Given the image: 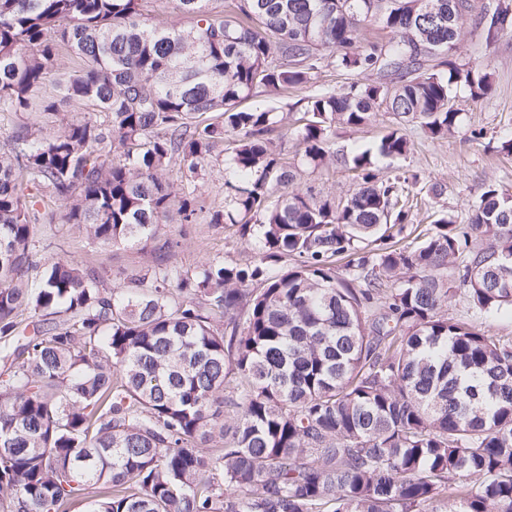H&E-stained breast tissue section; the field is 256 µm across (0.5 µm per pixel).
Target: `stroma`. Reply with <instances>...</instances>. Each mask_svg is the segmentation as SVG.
Masks as SVG:
<instances>
[{
    "label": "stroma",
    "instance_id": "1",
    "mask_svg": "<svg viewBox=\"0 0 512 512\" xmlns=\"http://www.w3.org/2000/svg\"><path fill=\"white\" fill-rule=\"evenodd\" d=\"M458 60L491 72V92L478 103L463 92H453L451 103L462 117L461 127L453 136L430 140L419 127H408L406 133L414 143V150L402 160L401 165L418 173L423 187L437 185L438 195L428 198L431 207L448 211L458 223L464 224L468 221L472 201L485 185L494 184L512 192V157L498 150L501 141L512 135V34H506L488 46L480 40L473 25H465ZM62 113L78 118L84 115L85 108L62 98L57 103L56 113L17 115L11 123L0 125V147L6 144L19 125L46 134L58 132L61 128L58 116ZM390 121V114L381 112L366 127L337 128L333 147L347 151L377 148ZM233 177L234 169L225 157L223 147H216L205 172L208 190L200 199L201 205L208 210L223 208L224 183ZM295 183L320 197L328 194L341 197L350 187L346 172L304 163L299 166ZM169 239L178 243L169 254L170 262L189 273L196 271L209 258L239 262L251 256L246 245L228 236L222 226L203 219L195 224H185L174 210L168 213L157 238L143 248L123 244L100 247L76 226L59 217L54 223L38 225L33 250L40 256L84 263L95 270L105 286L113 288L127 286L132 276L144 274L154 266L165 241Z\"/></svg>",
    "mask_w": 512,
    "mask_h": 512
}]
</instances>
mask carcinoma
I'll list each match as a JSON object with an SVG mask.
<instances>
[{"label":"carcinoma","mask_w":512,"mask_h":512,"mask_svg":"<svg viewBox=\"0 0 512 512\" xmlns=\"http://www.w3.org/2000/svg\"><path fill=\"white\" fill-rule=\"evenodd\" d=\"M142 2L0 0V114L88 110L0 150V512H69L94 485L87 512H512V336L482 328L512 316V194L422 229L419 177L380 167L407 127H459L452 88L490 93L457 62L471 0H176L193 23L173 31ZM473 25L496 43L512 0ZM330 69L355 79L291 122L307 161L352 173L340 203L293 187L280 113L242 106ZM378 112L377 151L331 150ZM219 142L235 179L209 223L252 260L160 259L124 289L34 260L45 194L100 246L148 244L173 207L197 223Z\"/></svg>","instance_id":"obj_1"}]
</instances>
